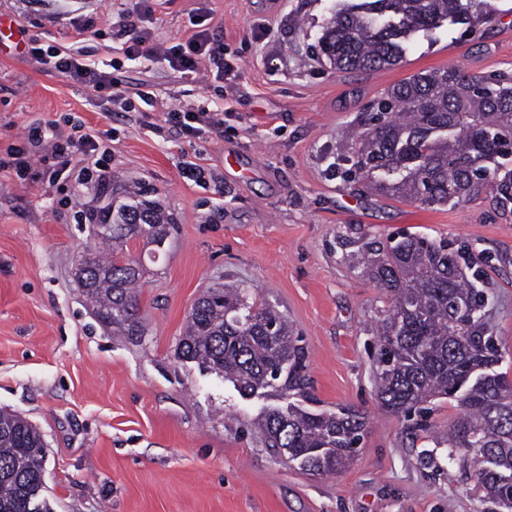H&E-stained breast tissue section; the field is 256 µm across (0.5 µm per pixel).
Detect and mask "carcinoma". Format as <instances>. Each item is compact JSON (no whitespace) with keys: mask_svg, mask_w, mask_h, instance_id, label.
Masks as SVG:
<instances>
[{"mask_svg":"<svg viewBox=\"0 0 512 512\" xmlns=\"http://www.w3.org/2000/svg\"><path fill=\"white\" fill-rule=\"evenodd\" d=\"M488 0H336L318 53L339 71L400 64L407 39L445 21L471 24L490 15ZM387 119L349 144L357 169L377 191L426 206H455L490 189L512 199V81L466 75L450 67L420 72L394 85L377 104ZM109 252L87 250L76 279L96 318L122 336H140L137 288L146 266L132 242L161 245L173 228L159 201L142 193L89 214ZM365 276L390 298L378 332L375 378L381 406L411 417L439 396L454 397L461 413L448 427V458L469 449L490 455L493 469H476L484 501L499 505L512 476V380L495 370L501 355L485 335L481 260L454 243L416 234L362 246ZM175 356L200 363L247 397L265 387L313 401L304 374V347L287 319L249 301L241 284L206 291L186 316ZM367 415L352 408H305L293 402L259 423L265 445L300 468L334 474L364 438ZM0 512H49L43 505L45 444L21 415L0 411Z\"/></svg>","mask_w":512,"mask_h":512,"instance_id":"carcinoma-1","label":"carcinoma"}]
</instances>
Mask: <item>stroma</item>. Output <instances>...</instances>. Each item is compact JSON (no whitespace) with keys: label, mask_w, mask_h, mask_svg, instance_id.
<instances>
[{"label":"stroma","mask_w":512,"mask_h":512,"mask_svg":"<svg viewBox=\"0 0 512 512\" xmlns=\"http://www.w3.org/2000/svg\"><path fill=\"white\" fill-rule=\"evenodd\" d=\"M475 25L414 35L403 61L339 71L315 47L336 0H157L156 39L193 22L223 40L227 81L156 58H126L119 16L140 0H0L16 36L0 35V151L26 146L30 125L73 120L104 133L107 189L53 180L39 152L25 179L0 172V409L35 426L46 447L51 512H489L472 453L378 401L373 356L388 307L354 256L370 239L409 232L445 238L482 257L487 333L512 379V202L482 193L456 207L425 206L344 180L334 163L372 106L414 74L456 67L512 76V0H490ZM89 25V63L115 65L130 105L62 76L28 51L67 48ZM153 105H146V98ZM224 113L200 139L165 124L164 106ZM150 189L174 232L140 293L143 335H113L78 286L80 252L95 246L89 211ZM283 313L305 348L319 409L365 412L353 460L330 475L273 455L257 422L289 399L272 388L242 397L232 383L174 351L186 316L217 282Z\"/></svg>","instance_id":"35a3bbf8"}]
</instances>
